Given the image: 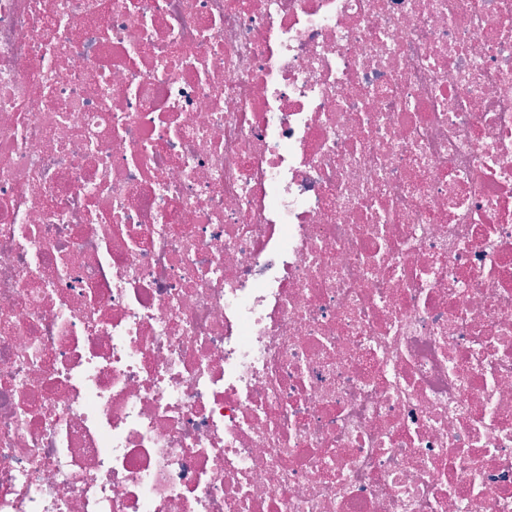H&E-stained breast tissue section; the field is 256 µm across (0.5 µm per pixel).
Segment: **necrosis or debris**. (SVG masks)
Here are the masks:
<instances>
[{"label":"necrosis or debris","instance_id":"necrosis-or-debris-1","mask_svg":"<svg viewBox=\"0 0 512 512\" xmlns=\"http://www.w3.org/2000/svg\"><path fill=\"white\" fill-rule=\"evenodd\" d=\"M0 512H512V0H0Z\"/></svg>","mask_w":512,"mask_h":512}]
</instances>
